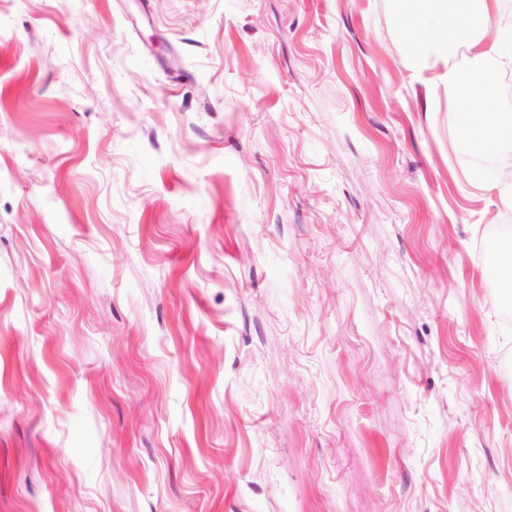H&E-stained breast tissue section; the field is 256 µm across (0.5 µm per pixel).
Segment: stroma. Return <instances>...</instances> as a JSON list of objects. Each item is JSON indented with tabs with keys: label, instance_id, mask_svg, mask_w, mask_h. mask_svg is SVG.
I'll use <instances>...</instances> for the list:
<instances>
[{
	"label": "stroma",
	"instance_id": "1",
	"mask_svg": "<svg viewBox=\"0 0 512 512\" xmlns=\"http://www.w3.org/2000/svg\"><path fill=\"white\" fill-rule=\"evenodd\" d=\"M386 0H0V512H512V207Z\"/></svg>",
	"mask_w": 512,
	"mask_h": 512
}]
</instances>
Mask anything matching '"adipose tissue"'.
Listing matches in <instances>:
<instances>
[{"label": "adipose tissue", "instance_id": "ef3b65f1", "mask_svg": "<svg viewBox=\"0 0 512 512\" xmlns=\"http://www.w3.org/2000/svg\"><path fill=\"white\" fill-rule=\"evenodd\" d=\"M390 12L407 20L409 45L423 55L449 64L445 88L449 103L466 99L481 105L480 115L466 114L465 131L493 151L512 133L496 99V63H512V24L504 23L500 0H386ZM467 47L474 63L453 64L459 47Z\"/></svg>", "mask_w": 512, "mask_h": 512}]
</instances>
